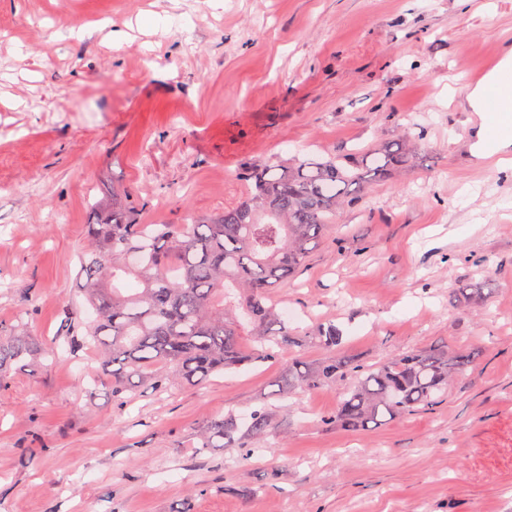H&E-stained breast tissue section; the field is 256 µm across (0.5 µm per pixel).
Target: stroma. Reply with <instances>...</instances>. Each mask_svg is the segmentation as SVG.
<instances>
[{
	"label": "stroma",
	"instance_id": "35a3bbf8",
	"mask_svg": "<svg viewBox=\"0 0 512 512\" xmlns=\"http://www.w3.org/2000/svg\"><path fill=\"white\" fill-rule=\"evenodd\" d=\"M507 46L512 0H0V325L37 343L0 372V512H512V169L472 158L466 101ZM406 133L407 164L269 296L365 365L478 350L432 410L348 432L325 421L338 388L278 397L289 359L327 358L313 343L120 404L95 353L69 352L113 192L179 224L236 203L248 163ZM481 263L487 297L464 302ZM263 405L268 451L201 447Z\"/></svg>",
	"mask_w": 512,
	"mask_h": 512
}]
</instances>
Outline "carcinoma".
I'll return each instance as SVG.
<instances>
[{"label": "carcinoma", "instance_id": "carcinoma-1", "mask_svg": "<svg viewBox=\"0 0 512 512\" xmlns=\"http://www.w3.org/2000/svg\"><path fill=\"white\" fill-rule=\"evenodd\" d=\"M414 148L404 135L373 149L371 166L352 157L255 164L238 173L247 189L235 205L185 224H140L138 207L112 193L111 217L88 225L90 248L79 254L93 318L79 306L68 310L70 351L94 347L116 366L112 395L120 401L144 385L162 392L175 379L203 381L302 345L305 337L280 317L268 289L291 280L337 211L357 204L368 184ZM121 273L138 287L115 288ZM313 339L334 350L342 334L323 324ZM30 352L27 336L0 342V372ZM475 357L444 346L372 366L341 357L295 360L278 392L339 383L341 399L327 421L358 432L438 403L448 380ZM268 427L264 406L245 421L227 413L207 427L202 447L218 448L236 433L261 439Z\"/></svg>", "mask_w": 512, "mask_h": 512}]
</instances>
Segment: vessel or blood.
<instances>
[{"label": "vessel or blood", "instance_id": "1", "mask_svg": "<svg viewBox=\"0 0 512 512\" xmlns=\"http://www.w3.org/2000/svg\"><path fill=\"white\" fill-rule=\"evenodd\" d=\"M471 85L483 88L480 113L486 128L485 153L496 160V143L503 128L512 129V68L501 69L498 60H491L470 76Z\"/></svg>", "mask_w": 512, "mask_h": 512}]
</instances>
